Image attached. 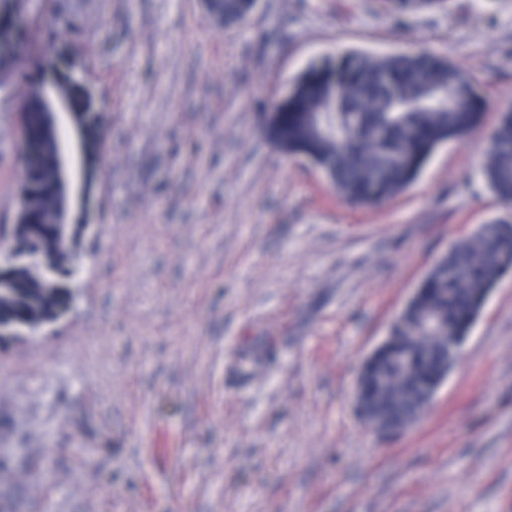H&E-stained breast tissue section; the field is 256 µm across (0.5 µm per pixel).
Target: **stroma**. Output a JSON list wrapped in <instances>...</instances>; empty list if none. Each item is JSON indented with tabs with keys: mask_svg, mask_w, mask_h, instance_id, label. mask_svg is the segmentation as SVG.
Listing matches in <instances>:
<instances>
[{
	"mask_svg": "<svg viewBox=\"0 0 512 512\" xmlns=\"http://www.w3.org/2000/svg\"><path fill=\"white\" fill-rule=\"evenodd\" d=\"M101 95L73 310L0 345V512H512V273L418 423L354 412L360 367L436 260L504 209L484 136L440 146L388 203L353 206L274 152L260 118L313 60L433 50L512 103V0H24ZM0 77V225L23 178ZM202 6L211 19H218V24L226 27L241 24L248 16L246 5L242 0H202ZM391 9L398 13H414L433 8H444L447 0H389ZM368 390V378L365 376L363 368L358 375L353 403L357 404L358 410L365 422L375 431L381 433H394L399 431V427L394 424L381 423L370 411L364 401V393Z\"/></svg>",
	"mask_w": 512,
	"mask_h": 512,
	"instance_id": "stroma-1",
	"label": "stroma"
}]
</instances>
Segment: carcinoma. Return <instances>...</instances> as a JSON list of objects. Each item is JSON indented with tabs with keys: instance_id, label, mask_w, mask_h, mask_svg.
Wrapping results in <instances>:
<instances>
[{
	"instance_id": "obj_1",
	"label": "carcinoma",
	"mask_w": 512,
	"mask_h": 512,
	"mask_svg": "<svg viewBox=\"0 0 512 512\" xmlns=\"http://www.w3.org/2000/svg\"><path fill=\"white\" fill-rule=\"evenodd\" d=\"M398 13L443 8L447 0H389ZM206 14L226 27L248 16L243 0H202ZM32 31L17 28L0 44V66L15 67ZM56 61L54 89L69 98L72 122L90 146L100 141L96 95L73 78L65 55L46 38ZM288 105L273 104L263 133L282 155L313 159L336 193L353 204L377 205L403 192L434 151L477 132L487 101L473 79L436 53L418 48L375 56L350 51L312 62L292 82ZM23 138L40 139L38 110L20 99ZM482 175L497 198L512 207V106L500 110L487 137ZM32 219L15 228L26 252L7 257L11 278L0 280V320L37 324L66 303L71 275L69 243L49 223L54 181L48 162L24 171ZM512 267V220L497 217L458 241L438 260L405 312L393 323V344L365 368L375 406L408 427L426 415L442 367H453L449 341L462 342L489 292ZM432 314L427 330L422 317Z\"/></svg>"
}]
</instances>
